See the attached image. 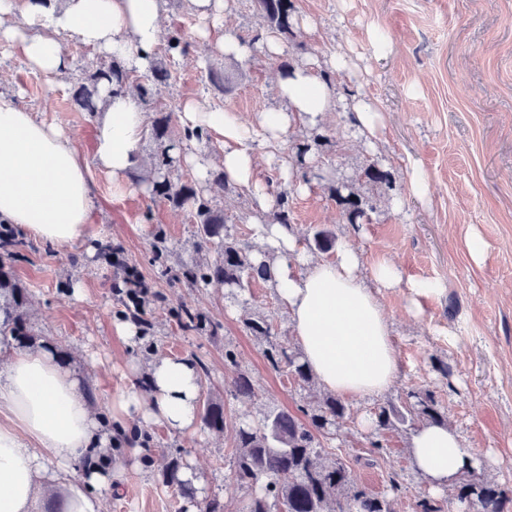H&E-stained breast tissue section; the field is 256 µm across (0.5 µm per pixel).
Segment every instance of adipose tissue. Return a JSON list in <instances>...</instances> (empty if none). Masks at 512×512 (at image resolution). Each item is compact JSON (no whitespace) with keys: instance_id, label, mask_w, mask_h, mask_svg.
<instances>
[{"instance_id":"ef3b65f1","label":"adipose tissue","mask_w":512,"mask_h":512,"mask_svg":"<svg viewBox=\"0 0 512 512\" xmlns=\"http://www.w3.org/2000/svg\"><path fill=\"white\" fill-rule=\"evenodd\" d=\"M160 0H0V44L18 50L28 65L55 82L70 65L61 34L106 52L127 71H144L162 38ZM283 108L245 122L221 109L204 110L192 98L180 113L183 128L217 133L225 178L253 184L256 138L281 140L313 126L334 106L316 68L292 66L279 80ZM131 86L105 95L96 128L94 159L112 177L116 193L129 192V175L143 169L140 142L146 115ZM89 169L69 132L36 120L0 97V223L28 236L70 247L90 235ZM257 258L270 262L275 291L291 315L303 361L319 384L341 397L384 392L399 371L391 328L375 294L402 281L400 269L380 261L373 285L360 275L350 248L335 261H309L290 227L260 224ZM146 390L114 393L107 415L96 414L84 373L62 365L51 347L0 345V512H101L103 493L132 472L146 445L114 455L112 428L158 423L177 433L195 429L198 373L186 359L162 358L146 376ZM410 453L433 489L488 458L465 448L446 423L426 422L414 432Z\"/></svg>"}]
</instances>
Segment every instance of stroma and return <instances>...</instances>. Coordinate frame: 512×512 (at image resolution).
<instances>
[{
    "label": "stroma",
    "instance_id": "obj_1",
    "mask_svg": "<svg viewBox=\"0 0 512 512\" xmlns=\"http://www.w3.org/2000/svg\"><path fill=\"white\" fill-rule=\"evenodd\" d=\"M227 2L224 30L254 45V55L229 56L216 37L199 35L200 21L188 0H162L165 39L181 36L192 51L177 56L168 52L165 40L159 43L150 63L168 70L170 78L157 83V102L144 101L140 107L153 120L156 103L168 105L176 176L195 181L211 208L223 214L230 233L240 235L251 251L260 249L253 194L238 185L223 190L212 179L197 178L185 163L191 152L219 159L222 147L213 135L185 139L177 120L183 100L192 97L201 106L253 121L281 107L276 83L283 61L324 59L341 49L355 66L342 74L328 71L326 89L336 96L366 98L384 115L380 140L373 145L358 133L353 113L341 107L316 129L297 130L279 145L255 144L261 158L256 179L264 186L287 181L296 144L310 133L321 134V145L306 156L308 193L290 192V226L299 244L307 245L324 230L335 247L310 251L313 261H333L337 249L348 246L359 256L363 279H370L383 258L403 275L399 287L378 291L400 357L397 378L379 395L348 399V412L325 446L348 461L358 486L392 498L395 512H418L417 503L425 497L437 501L442 512H463L453 486L433 491L413 464L410 439L418 420L383 431V454L370 446L374 410L403 405L409 391L426 389L435 393L464 446L497 456L498 465L486 468L485 477L512 487V0H293L295 19H310L315 29L294 30L282 39L276 56L264 52L269 29L255 0ZM375 33L390 42L391 55L374 54ZM63 40L70 67L54 84L18 51L0 46V95L71 132L90 164V231L99 248L91 254L80 244L59 248L19 230L17 246L1 247L0 256L27 287L25 316L37 342L49 343L63 362L85 371L99 414H106L115 391L144 382L157 359L187 358L205 366L201 395L223 402L224 431L200 424L194 432L176 434L155 423L143 431L151 437L150 447L170 453L186 449L183 461L200 475L204 498L219 496L224 512H242L247 491L224 489L235 424L244 414L256 416L271 406L301 415L322 389L301 388L285 370L272 368L263 341L244 324L251 315L269 317L277 340L296 345L291 316L270 283L255 280L233 294L217 283L188 286L185 266L208 253L197 246L191 206L178 207L141 190V183L153 181V168L132 173V192L118 195L111 176L93 165L96 119L73 95L111 58L75 35ZM211 70L218 72L219 84L208 80ZM372 161L389 172L391 181L360 184L366 217L355 227L347 223L331 187ZM414 163L426 178L422 198L409 189ZM160 228L169 251L158 259L151 244ZM472 234L488 244L478 260L466 248ZM121 267L136 274L149 293L131 340L114 330L121 317L112 281ZM417 281L438 283L441 291L421 298L415 313L408 295ZM77 284L84 291L79 301L73 296ZM185 306L207 316L211 329L181 326L173 312ZM228 347L237 354L236 365L224 359ZM444 364L450 375L441 372ZM240 369L256 384L255 397L247 403L227 389ZM103 512H183L182 498L165 483L155 460L128 475L119 493L105 497Z\"/></svg>",
    "mask_w": 512,
    "mask_h": 512
}]
</instances>
